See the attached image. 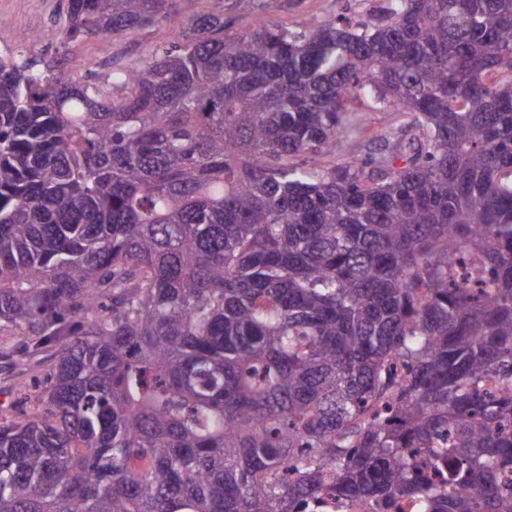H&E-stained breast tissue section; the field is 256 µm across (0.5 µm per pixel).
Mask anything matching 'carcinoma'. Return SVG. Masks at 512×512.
<instances>
[{"instance_id":"carcinoma-1","label":"carcinoma","mask_w":512,"mask_h":512,"mask_svg":"<svg viewBox=\"0 0 512 512\" xmlns=\"http://www.w3.org/2000/svg\"><path fill=\"white\" fill-rule=\"evenodd\" d=\"M210 2L104 83L0 56V360L54 350L0 407V512H512V0ZM356 94L413 136L325 166ZM386 0H256L253 11H224V21L234 30L248 31L257 23L292 26L306 19L321 24L340 17L369 22Z\"/></svg>"}]
</instances>
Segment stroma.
<instances>
[{"label":"stroma","mask_w":512,"mask_h":512,"mask_svg":"<svg viewBox=\"0 0 512 512\" xmlns=\"http://www.w3.org/2000/svg\"><path fill=\"white\" fill-rule=\"evenodd\" d=\"M386 0H256L254 10L225 11L224 18L237 31H248L259 23L294 24L306 19L320 24L340 17L370 21ZM209 0H180L177 12L160 25L129 30L108 41L83 39L60 52L56 42L36 41L37 33L58 25L64 14V0H0V54L25 49L61 66L78 68L92 78L105 77L149 51L164 44L186 20L208 11ZM407 123L401 113L367 101L354 115V126L335 149L323 157L324 163L343 161L348 150L365 155L381 148L387 140L400 138Z\"/></svg>","instance_id":"obj_1"}]
</instances>
